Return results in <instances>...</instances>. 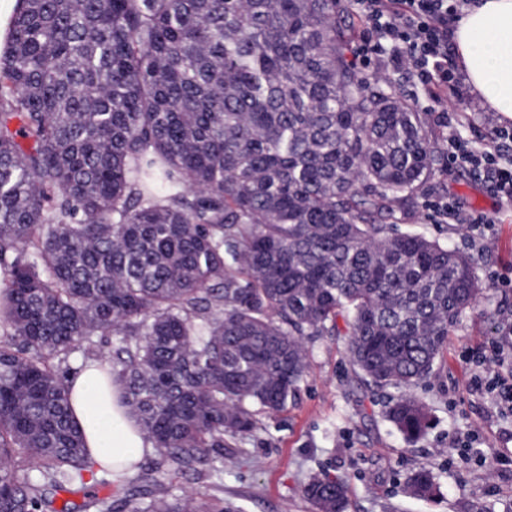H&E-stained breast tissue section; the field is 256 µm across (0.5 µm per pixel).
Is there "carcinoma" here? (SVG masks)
<instances>
[{"instance_id": "obj_1", "label": "carcinoma", "mask_w": 512, "mask_h": 512, "mask_svg": "<svg viewBox=\"0 0 512 512\" xmlns=\"http://www.w3.org/2000/svg\"><path fill=\"white\" fill-rule=\"evenodd\" d=\"M341 0H18L0 51V512H234L131 465L92 483L62 364L103 359L158 465L224 471V438L295 400L306 340L411 393L483 288L398 213L438 175L427 112L349 60ZM410 495L434 475L407 477ZM347 512L327 473L304 490Z\"/></svg>"}]
</instances>
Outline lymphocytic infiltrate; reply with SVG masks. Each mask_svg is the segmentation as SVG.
<instances>
[{
	"label": "lymphocytic infiltrate",
	"instance_id": "1",
	"mask_svg": "<svg viewBox=\"0 0 512 512\" xmlns=\"http://www.w3.org/2000/svg\"><path fill=\"white\" fill-rule=\"evenodd\" d=\"M364 27L352 41L359 70L374 68L421 88L416 106L433 122L450 126L454 115L468 111L462 77L450 62L448 23L473 0H345ZM445 152L453 165L469 169L489 183L500 201L512 207V129L497 128L477 145L450 134Z\"/></svg>",
	"mask_w": 512,
	"mask_h": 512
}]
</instances>
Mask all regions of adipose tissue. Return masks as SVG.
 Wrapping results in <instances>:
<instances>
[{
	"label": "adipose tissue",
	"mask_w": 512,
	"mask_h": 512,
	"mask_svg": "<svg viewBox=\"0 0 512 512\" xmlns=\"http://www.w3.org/2000/svg\"><path fill=\"white\" fill-rule=\"evenodd\" d=\"M452 43L472 92L512 119V0H479L452 30ZM74 420L99 471L138 462L151 447L107 387L100 361H87L68 378Z\"/></svg>",
	"instance_id": "adipose-tissue-1"
}]
</instances>
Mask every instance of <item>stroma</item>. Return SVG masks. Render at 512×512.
I'll list each match as a JSON object with an SVG mask.
<instances>
[{"label":"stroma","mask_w":512,"mask_h":512,"mask_svg":"<svg viewBox=\"0 0 512 512\" xmlns=\"http://www.w3.org/2000/svg\"><path fill=\"white\" fill-rule=\"evenodd\" d=\"M459 119L458 133L471 140L506 123L477 96ZM431 194L477 214L500 208L489 185L462 168L436 178ZM408 211L406 231L468 253L484 288L476 309L451 330L431 377L416 389L432 418L422 439L404 440L384 416L388 392L358 385L344 338L326 335L307 343L308 370L296 401L283 412L258 414L250 439L230 441L224 454L237 463L225 467L219 484L193 472L168 479L154 451L140 469L172 494L215 495L237 512H314L303 488L325 471L346 478L349 512H476L491 501L496 512H512V415L498 413L488 388L495 378L512 377V362L494 361L499 339L487 317L491 311L512 317V286L506 284L512 278V217L503 216L481 241L463 225L433 223L424 204ZM422 468L433 472L438 489L415 499L404 482Z\"/></svg>","instance_id":"35a3bbf8"}]
</instances>
